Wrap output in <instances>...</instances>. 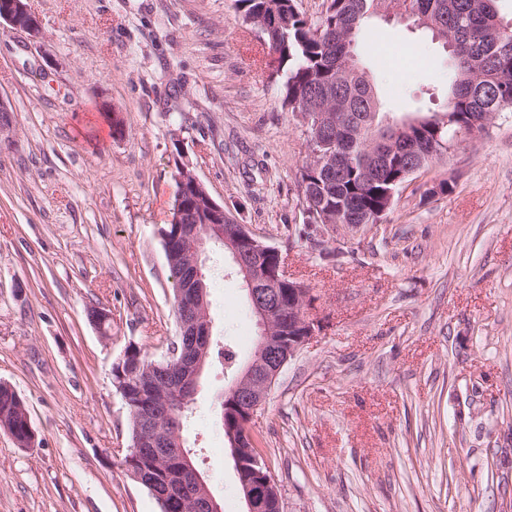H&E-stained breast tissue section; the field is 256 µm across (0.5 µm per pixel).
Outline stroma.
Segmentation results:
<instances>
[{"instance_id": "obj_1", "label": "stroma", "mask_w": 512, "mask_h": 512, "mask_svg": "<svg viewBox=\"0 0 512 512\" xmlns=\"http://www.w3.org/2000/svg\"><path fill=\"white\" fill-rule=\"evenodd\" d=\"M41 34L0 26V383L36 433L0 430V512H160L122 459L113 384L126 348L177 339L160 230L176 164L285 257L320 330L254 419L284 512H504L512 501V112L414 174L378 224L304 221L305 127L269 81L236 0H28ZM400 50L383 67L380 49ZM384 111L427 112L448 55L400 19L361 31ZM447 181L452 191L439 193ZM210 317L244 364L258 333L223 249ZM110 316L107 330L88 307ZM212 366L183 427L222 512H245Z\"/></svg>"}]
</instances>
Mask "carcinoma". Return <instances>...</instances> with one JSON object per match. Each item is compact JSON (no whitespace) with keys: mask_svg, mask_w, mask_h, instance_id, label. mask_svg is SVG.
<instances>
[{"mask_svg":"<svg viewBox=\"0 0 512 512\" xmlns=\"http://www.w3.org/2000/svg\"><path fill=\"white\" fill-rule=\"evenodd\" d=\"M243 21L271 16L261 31V47L271 57L268 77L280 83L282 107L302 113L322 108L336 116V141L346 143L347 174L327 183L323 172L306 166L301 172L309 219L328 214L349 224H372L376 215L390 210V193H399L406 180H390L406 167L394 156L390 168L365 173L375 134L401 120L382 110L370 75L357 64L354 46L362 28L386 13L401 10L429 31L453 57L445 100L424 123L412 128L414 136L435 142L446 152L457 133L512 112V23L499 10L500 0H327L318 23L309 22L295 0H237ZM131 375L128 411L152 397H140L135 382L141 368L129 358ZM9 429L20 441L26 436L25 417L15 393L0 387V429Z\"/></svg>","mask_w":512,"mask_h":512,"instance_id":"1","label":"carcinoma"}]
</instances>
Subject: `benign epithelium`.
I'll return each instance as SVG.
<instances>
[{"label": "benign epithelium", "instance_id": "benign-epithelium-1", "mask_svg": "<svg viewBox=\"0 0 512 512\" xmlns=\"http://www.w3.org/2000/svg\"><path fill=\"white\" fill-rule=\"evenodd\" d=\"M32 38L41 34L39 19L31 13L26 0H0V22ZM301 118L325 133L309 141L311 166L324 169L328 175L343 170L338 163L339 152L329 148L335 121L329 112L303 113ZM397 130L393 137L377 141L373 154L374 165L381 168L389 163L394 153L406 156V175L411 176L425 161L436 156L434 149H426L402 137ZM176 180L181 190H191L203 199L196 215V223H181L182 212H176L171 223L179 225L177 236L164 240L166 252H177L183 258L185 277L176 291L175 312L178 341L173 343L162 361H144L142 388L153 392L148 374L156 369L165 372L166 393L181 399L186 406L188 393L196 385L209 357V336L212 323L207 309V293L202 273V257L206 250V229L224 226L220 240L229 250L236 273L245 283L251 310L257 319L259 344L251 359L238 369L229 395L241 414L239 425L226 436L231 458L240 483V491L247 512H268L269 501H275L276 512H282L281 495L274 478L256 469L260 453L255 447L252 424L289 358L295 355L319 331V323L308 312V290L288 273L281 252L264 244L244 224H239L224 213L208 193L202 182L187 164L179 166ZM168 404L151 402L145 409L134 413L139 437L127 449L125 470L136 483L149 489L162 512H190L196 503L204 512H221V507L208 490L206 481L193 466L177 431H169ZM158 458L171 459L179 465L186 491H176L169 482L161 481L153 470L137 465L145 449Z\"/></svg>", "mask_w": 512, "mask_h": 512}]
</instances>
